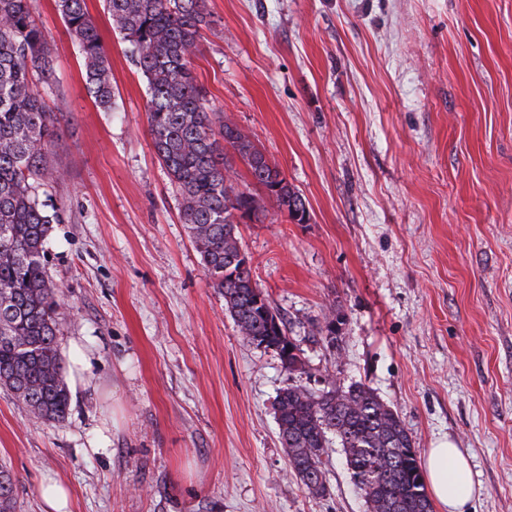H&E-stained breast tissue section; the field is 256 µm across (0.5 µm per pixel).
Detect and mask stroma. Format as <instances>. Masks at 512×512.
Returning <instances> with one entry per match:
<instances>
[{
  "mask_svg": "<svg viewBox=\"0 0 512 512\" xmlns=\"http://www.w3.org/2000/svg\"><path fill=\"white\" fill-rule=\"evenodd\" d=\"M115 107L86 89L54 0L47 110L55 225L46 269L67 311L59 352H92L67 417L32 418L0 388V466L16 512H366L339 448L313 496L273 413L290 385L364 382L419 457L470 462L468 512H512V0H207L193 69L219 120L246 132L303 196L266 199L239 232L303 369L244 340L212 288L152 146L147 82L102 0H86ZM341 319L335 343L318 332ZM107 446L94 450L99 434ZM41 485L43 498L52 512H69L70 495L68 489L54 477H46Z\"/></svg>",
  "mask_w": 512,
  "mask_h": 512,
  "instance_id": "35a3bbf8",
  "label": "stroma"
}]
</instances>
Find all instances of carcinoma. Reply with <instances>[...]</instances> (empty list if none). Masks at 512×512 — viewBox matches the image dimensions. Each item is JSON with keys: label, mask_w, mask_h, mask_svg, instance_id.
I'll return each mask as SVG.
<instances>
[{"label": "carcinoma", "mask_w": 512, "mask_h": 512, "mask_svg": "<svg viewBox=\"0 0 512 512\" xmlns=\"http://www.w3.org/2000/svg\"><path fill=\"white\" fill-rule=\"evenodd\" d=\"M106 10L147 80L148 126L157 158L179 195L181 221L201 256L225 309L249 343L282 352L289 345L283 319L271 308L238 259L243 249L237 215L258 217L260 198L228 175V144L252 180L269 188L278 208L301 224L305 200L240 129L216 121L192 60L208 25L206 0H105ZM78 44L87 90L104 112L114 92L108 54L85 0H55ZM35 0H0V387L34 418L65 419L70 393L57 349L65 321L56 286L46 272L54 225L67 219L51 202L53 181L45 147L63 131V115L46 109L30 76L55 81L52 48L34 19ZM234 264L235 276H224ZM289 465L311 494L326 491L323 455L335 444L361 491L367 512H432L420 460L398 413L364 383H331L325 390L290 385L273 402ZM0 512H15L14 486L0 471Z\"/></svg>", "instance_id": "cac0c4a2"}]
</instances>
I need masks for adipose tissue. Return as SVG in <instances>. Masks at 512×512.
Returning <instances> with one entry per match:
<instances>
[{
  "instance_id": "obj_1",
  "label": "adipose tissue",
  "mask_w": 512,
  "mask_h": 512,
  "mask_svg": "<svg viewBox=\"0 0 512 512\" xmlns=\"http://www.w3.org/2000/svg\"><path fill=\"white\" fill-rule=\"evenodd\" d=\"M425 471L434 499L446 512H465L473 495V480L469 461L451 443L430 449Z\"/></svg>"
}]
</instances>
